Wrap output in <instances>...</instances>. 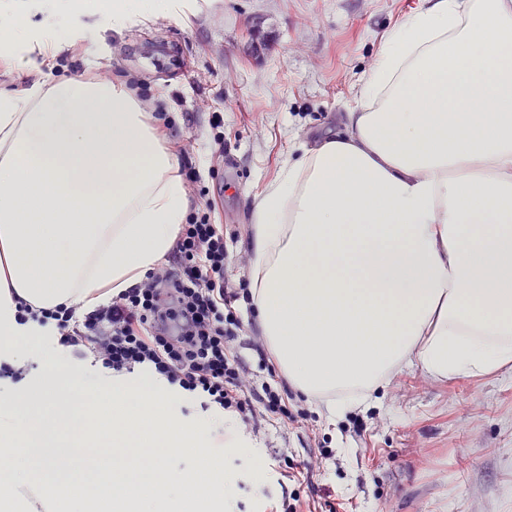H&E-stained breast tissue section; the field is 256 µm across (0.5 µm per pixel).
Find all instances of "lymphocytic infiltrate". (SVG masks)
Instances as JSON below:
<instances>
[{
	"label": "lymphocytic infiltrate",
	"mask_w": 512,
	"mask_h": 512,
	"mask_svg": "<svg viewBox=\"0 0 512 512\" xmlns=\"http://www.w3.org/2000/svg\"><path fill=\"white\" fill-rule=\"evenodd\" d=\"M214 213L208 201L202 213L191 214L169 260L108 304L82 313L24 303L18 318L54 325L61 345L78 355L92 352L112 373L150 371L246 423L269 414L284 425L294 422L278 388L246 383L245 362L230 352L243 323L233 309L238 293L224 281V227Z\"/></svg>",
	"instance_id": "f902f5d3"
}]
</instances>
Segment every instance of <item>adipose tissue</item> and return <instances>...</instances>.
I'll return each mask as SVG.
<instances>
[{"mask_svg":"<svg viewBox=\"0 0 512 512\" xmlns=\"http://www.w3.org/2000/svg\"><path fill=\"white\" fill-rule=\"evenodd\" d=\"M57 0L0 10V54L32 73L0 87V512H222V472L170 479L154 447L206 452V424L162 381L71 370L36 375L19 302L90 307L139 283L189 214L164 122L126 80L42 79ZM199 0H110L124 30ZM346 130L303 149L253 206L251 300L281 370L330 416L364 404L397 367L438 378L512 371V0H437L405 19L366 79ZM53 386L64 408L44 406ZM111 440L127 464L97 488L76 452ZM40 467L28 471V455Z\"/></svg>","mask_w":512,"mask_h":512,"instance_id":"1","label":"adipose tissue"}]
</instances>
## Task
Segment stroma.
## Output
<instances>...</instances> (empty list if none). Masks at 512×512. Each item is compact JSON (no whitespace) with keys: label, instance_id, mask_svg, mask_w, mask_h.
<instances>
[{"label":"stroma","instance_id":"obj_1","mask_svg":"<svg viewBox=\"0 0 512 512\" xmlns=\"http://www.w3.org/2000/svg\"><path fill=\"white\" fill-rule=\"evenodd\" d=\"M436 0H203L189 24L158 16L121 32L98 25L78 47H64L50 78L124 75L147 109L169 116L168 147L181 168L199 170L190 203L216 205L224 226L230 287H248V238L254 200L300 146L342 131L363 101L367 73L390 35ZM26 345L58 362L100 371L93 354L77 357L52 326ZM233 350L254 385L282 382L299 419L274 416L228 448L223 426L209 453L232 481L224 512H277L278 484L289 466L319 461L301 499L325 494L336 512H512V372L433 378L416 367L394 371L366 405L336 419L326 398H307L269 375L246 338Z\"/></svg>","mask_w":512,"mask_h":512}]
</instances>
